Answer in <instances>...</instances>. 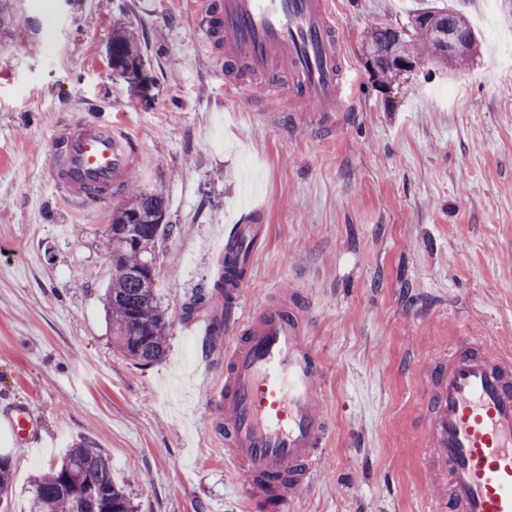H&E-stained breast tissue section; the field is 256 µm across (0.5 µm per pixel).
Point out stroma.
Listing matches in <instances>:
<instances>
[{
    "mask_svg": "<svg viewBox=\"0 0 512 512\" xmlns=\"http://www.w3.org/2000/svg\"><path fill=\"white\" fill-rule=\"evenodd\" d=\"M39 28L0 50V413L25 405L42 448L17 449L0 512H26L34 474L82 437L112 460L136 512H247L245 473L224 469L206 391L224 375L183 305L217 268L226 225L267 227L244 307L304 291L324 373L320 472L288 512H425L422 366L461 336L512 350V0H333L357 104L324 139L253 121L224 99L184 0H23ZM476 22L466 68L404 75L377 90L361 57L367 26H406L428 5ZM143 45L138 74L113 70L116 22ZM121 118L139 137L135 184L164 194L176 232L154 288L171 320L166 356L139 365L112 339V206L80 209L42 178L68 121Z\"/></svg>",
    "mask_w": 512,
    "mask_h": 512,
    "instance_id": "stroma-1",
    "label": "stroma"
}]
</instances>
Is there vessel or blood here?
<instances>
[{"label":"vessel or blood","mask_w":512,"mask_h":512,"mask_svg":"<svg viewBox=\"0 0 512 512\" xmlns=\"http://www.w3.org/2000/svg\"><path fill=\"white\" fill-rule=\"evenodd\" d=\"M190 16L224 75L226 97L256 111L264 93L287 98L289 128L331 137L353 109L331 0H194ZM142 161L137 137L109 119L62 125L44 155L46 182L86 208L111 202ZM260 228L234 224L225 244L243 241L239 274L219 266L230 296L246 283ZM311 322L296 296L261 303L230 322L224 378L207 394L223 416L227 468L249 476V512H288L313 481L327 446L317 411L323 366L307 337ZM428 413L418 460L437 480L428 512H512V354L461 337L424 369ZM13 444L40 446L32 411L0 414Z\"/></svg>","instance_id":"1"}]
</instances>
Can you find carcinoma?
I'll list each match as a JSON object with an SVG mask.
<instances>
[{
    "label": "carcinoma",
    "mask_w": 512,
    "mask_h": 512,
    "mask_svg": "<svg viewBox=\"0 0 512 512\" xmlns=\"http://www.w3.org/2000/svg\"><path fill=\"white\" fill-rule=\"evenodd\" d=\"M416 16H427L438 26L451 24L471 38L469 52L459 56L452 68H463L478 52L479 43L467 18L453 9L426 7ZM23 19L14 0H0V38ZM112 67L136 69L139 43L122 28L112 33ZM398 47L414 59L429 60L441 54V47L428 26L407 32L389 24L370 27L361 50L365 60ZM166 210L163 194L130 187L125 199L112 207V277L103 295L104 308L112 322V335L131 359L149 365L167 353L170 321L157 304L153 281L144 274L145 264L156 259L160 240L170 236L175 225L163 224ZM140 227L133 247L123 243L124 234ZM224 299V279L194 292L184 304L186 315L205 310L211 302ZM12 489L11 460L0 456V497ZM28 512H133L129 496L112 476V462L95 440L84 438L68 449L61 460L52 463L32 480Z\"/></svg>",
    "instance_id": "1"
}]
</instances>
